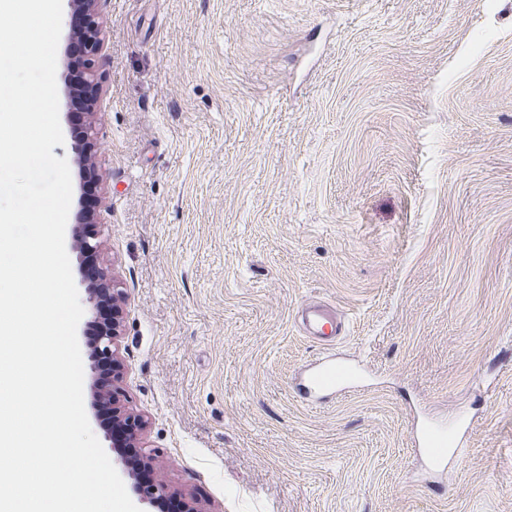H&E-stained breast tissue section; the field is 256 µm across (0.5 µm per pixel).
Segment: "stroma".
Segmentation results:
<instances>
[{"instance_id":"obj_1","label":"stroma","mask_w":512,"mask_h":512,"mask_svg":"<svg viewBox=\"0 0 512 512\" xmlns=\"http://www.w3.org/2000/svg\"><path fill=\"white\" fill-rule=\"evenodd\" d=\"M102 266L203 512H512V0H106ZM335 306L326 345L299 312ZM328 356L352 387L308 406ZM462 436L447 469L414 446ZM415 446L425 448L430 462L436 467H441L448 460V437L440 432L430 422L419 425L415 439Z\"/></svg>"}]
</instances>
